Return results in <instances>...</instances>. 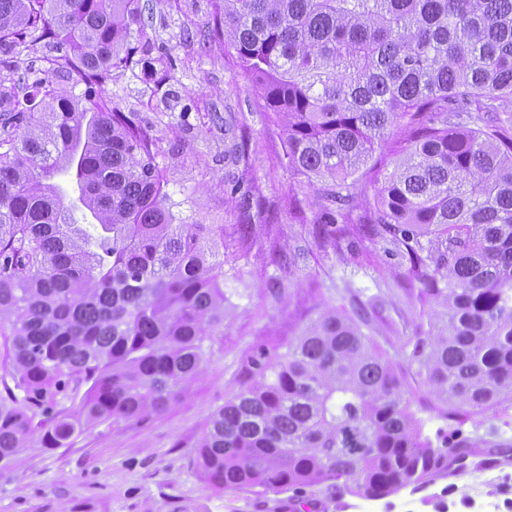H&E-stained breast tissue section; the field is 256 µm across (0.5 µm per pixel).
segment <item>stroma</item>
<instances>
[{
    "instance_id": "stroma-1",
    "label": "stroma",
    "mask_w": 512,
    "mask_h": 512,
    "mask_svg": "<svg viewBox=\"0 0 512 512\" xmlns=\"http://www.w3.org/2000/svg\"><path fill=\"white\" fill-rule=\"evenodd\" d=\"M218 0H158L143 13L142 69L115 74L104 96L156 137L157 163L188 224L224 227V290L234 310L224 349L172 409L143 422L110 421L59 448H31L0 470V512H512V409L469 419L464 435L490 438L478 463L381 500L306 488L219 491L197 468L194 443L211 414L251 382L259 348L286 349L323 307L361 314L362 330L416 394L429 435L447 434L409 365L417 338L436 329L426 295L436 277L430 238L395 243L370 217L393 162L409 145L392 128L353 176L348 212L328 223L314 188L288 165L286 133L258 105L231 51L208 36ZM176 66L161 72V60ZM238 193H231L233 184Z\"/></svg>"
}]
</instances>
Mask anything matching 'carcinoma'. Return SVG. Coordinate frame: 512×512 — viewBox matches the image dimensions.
<instances>
[{
    "instance_id": "carcinoma-1",
    "label": "carcinoma",
    "mask_w": 512,
    "mask_h": 512,
    "mask_svg": "<svg viewBox=\"0 0 512 512\" xmlns=\"http://www.w3.org/2000/svg\"><path fill=\"white\" fill-rule=\"evenodd\" d=\"M222 3L210 38L234 51L320 198L352 202L348 179L397 119L414 128L370 219L406 246L439 235L448 287L426 293L442 327L411 363L446 421L511 408L512 0ZM139 20L138 0H0L1 469L166 411L223 350L224 225L176 217L156 140L102 95L139 64ZM30 54L45 67L21 66ZM73 75L78 95L59 84ZM251 365L196 444L223 490L380 500L487 445L424 435L397 369L333 307Z\"/></svg>"
}]
</instances>
